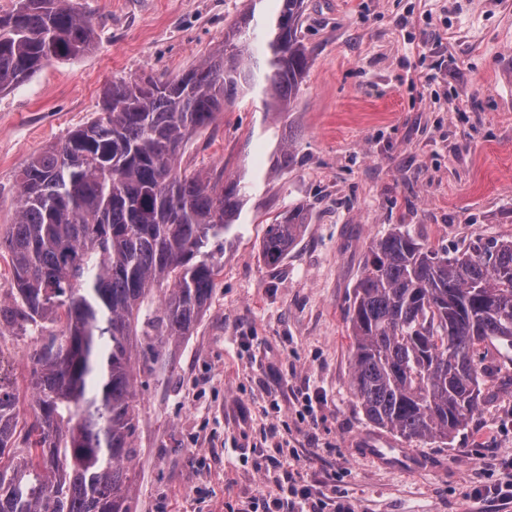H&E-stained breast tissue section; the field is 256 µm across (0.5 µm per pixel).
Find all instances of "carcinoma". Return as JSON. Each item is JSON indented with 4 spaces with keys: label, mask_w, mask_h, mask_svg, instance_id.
Instances as JSON below:
<instances>
[{
    "label": "carcinoma",
    "mask_w": 512,
    "mask_h": 512,
    "mask_svg": "<svg viewBox=\"0 0 512 512\" xmlns=\"http://www.w3.org/2000/svg\"><path fill=\"white\" fill-rule=\"evenodd\" d=\"M280 2L264 51L266 112L288 111L311 61L305 0ZM251 18L178 77L112 83L91 121L19 171L16 219L0 232L12 266L0 331H60L34 349L30 419L19 421L0 383V512H131L133 357L156 365L191 335L246 194L178 160L224 103L256 85ZM95 33L73 0H17L0 16V89L81 57ZM306 230L303 206L277 213L261 241L264 264L279 267ZM157 293L155 312L146 303ZM350 328L351 387L366 418L408 441L452 437L484 400L480 346L512 351V240L451 254L394 225L367 247Z\"/></svg>",
    "instance_id": "cac0c4a2"
}]
</instances>
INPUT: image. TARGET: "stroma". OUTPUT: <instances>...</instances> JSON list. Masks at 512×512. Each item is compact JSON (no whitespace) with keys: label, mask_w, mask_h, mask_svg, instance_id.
Listing matches in <instances>:
<instances>
[{"label":"stroma","mask_w":512,"mask_h":512,"mask_svg":"<svg viewBox=\"0 0 512 512\" xmlns=\"http://www.w3.org/2000/svg\"><path fill=\"white\" fill-rule=\"evenodd\" d=\"M95 46L0 90V228L14 222L16 175L34 153L99 111L113 82L166 80L224 42L247 8L259 36L278 0H76ZM312 52L298 97L266 112L249 93L225 104L181 158L247 187L224 236V268L191 336L166 368H136L138 459L132 512H266L277 460L296 453L309 483L358 512H512L477 496L505 481L512 455V354L469 426L447 440L397 445L431 461L387 468L364 450L385 437L351 389L353 287L372 239L403 224L436 250L512 240V0H306ZM295 159L274 167L279 149ZM291 205L308 228L278 268L260 254ZM33 341L0 337V380L32 415ZM321 397L317 419L302 392ZM278 425L287 448L267 436Z\"/></svg>","instance_id":"35a3bbf8"}]
</instances>
